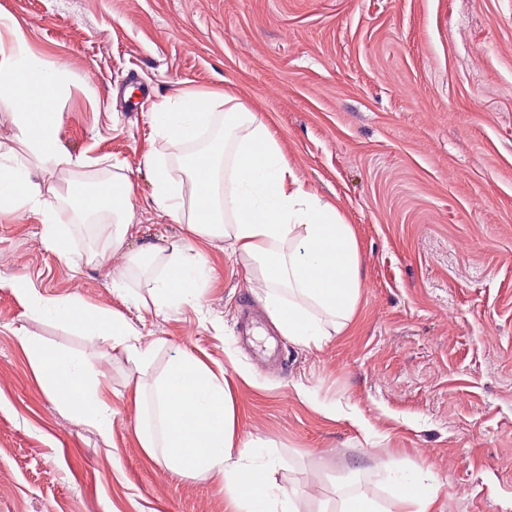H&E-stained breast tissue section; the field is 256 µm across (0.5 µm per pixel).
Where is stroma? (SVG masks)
I'll use <instances>...</instances> for the list:
<instances>
[{
  "mask_svg": "<svg viewBox=\"0 0 512 512\" xmlns=\"http://www.w3.org/2000/svg\"><path fill=\"white\" fill-rule=\"evenodd\" d=\"M0 15L42 66L66 67L60 137L86 165L45 171L52 207L68 187L104 186L119 163L139 185L129 251L178 240L180 225L149 206L143 158L154 152L182 187L187 168L152 140L148 113L164 96L231 87L306 187L336 202L364 281L353 323L322 349L273 330L248 340L243 311L268 320L230 252L202 249L203 312L158 316L113 296L123 259L100 257L96 223L63 217L72 266L36 220L0 214V277L117 310L165 341L140 374L0 288V512H225L213 480L146 457L123 400L178 350L226 368L238 425L270 442L272 478L298 512H333L334 478L352 465L356 488L390 504L377 458L431 472L443 512H512V0H0ZM21 327L104 374L109 438L38 386Z\"/></svg>",
  "mask_w": 512,
  "mask_h": 512,
  "instance_id": "35a3bbf8",
  "label": "stroma"
}]
</instances>
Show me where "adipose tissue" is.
Listing matches in <instances>:
<instances>
[{"label":"adipose tissue","instance_id":"adipose-tissue-1","mask_svg":"<svg viewBox=\"0 0 512 512\" xmlns=\"http://www.w3.org/2000/svg\"><path fill=\"white\" fill-rule=\"evenodd\" d=\"M58 70L36 64L22 37L0 45V94L13 105L11 120L19 140L42 168L82 167L60 141L55 109ZM223 108L220 136L193 155L188 190L170 180L154 154L144 163L154 170L152 204L183 225L181 243L143 246L144 259L162 272L148 296L125 286L134 257L112 276V292L124 304L152 307L158 314L183 306L200 307L212 269L195 242L230 244L249 271L254 293L281 336L306 349H321L353 321L364 288L361 255L351 225L334 204L308 190L288 167L269 125L231 91L183 92L153 103L149 123L170 147L195 142ZM37 171L0 150V212L37 217L43 238L58 257L70 260L71 247L56 213L46 207ZM138 185L114 175L105 192L84 195L77 209L85 215L108 212L102 253L120 252L131 237ZM33 316L62 323L92 343L111 342L137 365H149L161 339H143L124 314L77 297L40 295L25 277L0 279ZM19 347L40 388L79 423L106 436L112 430V392L103 374L90 372L81 354L51 347L16 330ZM153 414L145 412V385L135 379L126 396L140 420L135 435L145 455L182 477L206 475L226 491V512H296L293 501L271 479L275 461L267 441L243 436L224 370L197 355L176 351L154 385ZM394 504L386 507L359 493L342 499L336 512H441L440 483L397 473Z\"/></svg>","mask_w":512,"mask_h":512}]
</instances>
